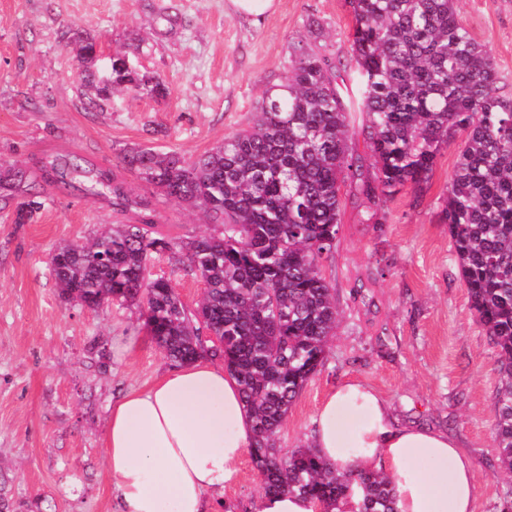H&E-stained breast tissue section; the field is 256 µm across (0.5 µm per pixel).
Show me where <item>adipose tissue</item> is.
Instances as JSON below:
<instances>
[{
  "mask_svg": "<svg viewBox=\"0 0 512 512\" xmlns=\"http://www.w3.org/2000/svg\"><path fill=\"white\" fill-rule=\"evenodd\" d=\"M347 413L364 417L348 436ZM105 442L119 512H209L252 448L254 422L236 378L201 358L114 400ZM311 444L337 471L389 476L398 512H473L472 460L445 433L395 424L382 396L360 381L328 392ZM416 454L433 464L432 473L407 467Z\"/></svg>",
  "mask_w": 512,
  "mask_h": 512,
  "instance_id": "obj_1",
  "label": "adipose tissue"
}]
</instances>
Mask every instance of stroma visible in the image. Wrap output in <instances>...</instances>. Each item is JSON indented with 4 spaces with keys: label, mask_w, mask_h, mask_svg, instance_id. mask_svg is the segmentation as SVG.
Returning <instances> with one entry per match:
<instances>
[{
    "label": "stroma",
    "mask_w": 512,
    "mask_h": 512,
    "mask_svg": "<svg viewBox=\"0 0 512 512\" xmlns=\"http://www.w3.org/2000/svg\"><path fill=\"white\" fill-rule=\"evenodd\" d=\"M226 0H0V166L26 181L0 190V512H117L105 464L112 402L151 386L173 363L148 333L139 307L88 308L61 298L48 258L65 241L86 242L103 224H135L86 170L110 171L149 203L169 236L220 233L221 225L159 195L118 167L140 145L194 158L248 128L264 85L278 82L291 46L317 20L336 52L349 49L345 0H276L258 23ZM461 20L490 55L512 97V0H459ZM128 54L166 93L123 92L85 105L80 46ZM461 142L441 145L430 178L373 206L342 197L339 232L321 271L336 290L339 325L327 361L283 423V450L308 443L325 395L357 380L374 388L396 421L448 433L475 464L474 512H500L512 484L498 479L493 397L496 349L470 308L442 220ZM70 162L66 189L56 168ZM40 210L14 221L18 202ZM187 310L204 285L186 262L152 259ZM132 353H123L125 344ZM262 495L250 457L224 489L225 512H255Z\"/></svg>",
    "instance_id": "1"
}]
</instances>
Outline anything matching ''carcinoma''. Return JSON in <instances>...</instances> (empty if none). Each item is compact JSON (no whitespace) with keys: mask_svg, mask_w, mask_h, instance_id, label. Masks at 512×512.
Wrapping results in <instances>:
<instances>
[{"mask_svg":"<svg viewBox=\"0 0 512 512\" xmlns=\"http://www.w3.org/2000/svg\"><path fill=\"white\" fill-rule=\"evenodd\" d=\"M353 15L350 62L324 45H293L280 82L266 87L252 125L194 159L127 147L120 164L157 191L202 209L218 234L178 240L154 235L147 203L102 174L112 204L138 224L105 226L90 243H63L51 267L61 297L101 307L141 308L173 361L221 356L254 411L250 456L266 495L299 494L325 510L398 512L395 489L378 473L338 472L309 445L284 454L279 432L298 395L325 365L338 312L320 260L336 248L341 187L370 201L430 177L442 143L464 136L448 181L443 222L478 316L497 351L493 433L499 472L512 477V97L498 92L493 63L456 0H346ZM112 56V86L87 68L89 106L104 109L125 89L161 96L158 77ZM354 69L357 94L344 92ZM362 117L372 166L349 147ZM374 171H369V168ZM183 257L204 285L186 311L169 281L144 282L153 255ZM221 338L207 345L203 333Z\"/></svg>","mask_w":512,"mask_h":512,"instance_id":"1","label":"carcinoma"}]
</instances>
